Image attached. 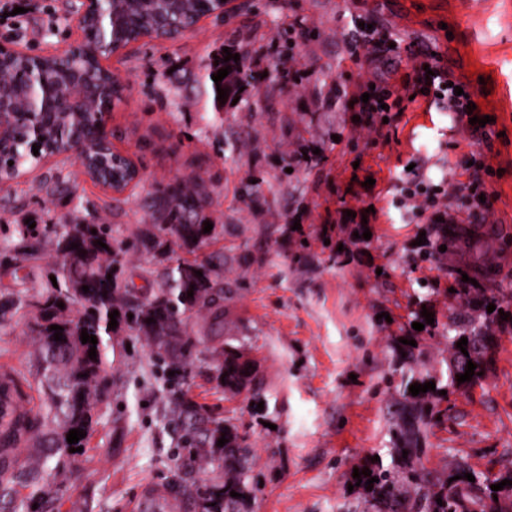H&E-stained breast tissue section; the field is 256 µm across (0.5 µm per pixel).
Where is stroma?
Instances as JSON below:
<instances>
[{"label":"stroma","instance_id":"obj_1","mask_svg":"<svg viewBox=\"0 0 512 512\" xmlns=\"http://www.w3.org/2000/svg\"><path fill=\"white\" fill-rule=\"evenodd\" d=\"M23 7L0 17V42L30 54L63 50L80 38L70 0H0ZM390 31L401 44L435 53L475 98H491V122L478 133L454 113L430 111L424 99L393 114L387 139L356 132L357 106L340 97L367 82L399 86L416 59L388 52L364 64L352 60V16ZM224 46L243 53L255 84L225 103L222 121L204 118V101L186 91L203 58ZM284 61L292 82L272 65ZM487 70L471 80L468 66ZM123 86L108 129L115 148L129 152L142 178L119 195L58 156L0 189V238L12 225L88 219L91 203L112 204L116 238L151 227L143 199L158 187L198 176L211 199L204 213L224 227V336L258 361L256 384L231 394L213 378L211 343L203 321L186 383L191 398L246 428L251 443L252 496L247 512H367L369 497L354 469L391 467L387 388L396 340L415 341L418 377L444 373V328L458 306L449 297L450 269L475 272L483 288L512 295V0H233L224 20L202 18L174 41L142 40L108 62ZM245 141L232 151L230 130ZM323 161L294 162L302 147ZM476 157L480 169L466 168ZM415 165L421 181L459 185L448 212V249L424 260L416 242H437L399 199L400 175ZM59 181L53 196L38 191ZM481 178L489 211L474 210L466 184ZM264 193L259 212L240 198L246 179ZM374 216L361 219L360 206ZM369 230L370 239H355ZM271 244L266 264L237 256ZM427 308L432 331L412 327ZM494 362L478 385L450 394L441 419L428 428L424 467L446 478L452 462L467 460L479 474L512 468V318L496 322ZM112 393L69 479L37 512H134L144 487L165 491L181 475L203 483L201 469L177 464L181 440L171 411L169 382L143 339L119 333ZM33 340L18 323L0 327V373L31 376Z\"/></svg>","mask_w":512,"mask_h":512}]
</instances>
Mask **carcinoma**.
<instances>
[{
  "label": "carcinoma",
  "mask_w": 512,
  "mask_h": 512,
  "mask_svg": "<svg viewBox=\"0 0 512 512\" xmlns=\"http://www.w3.org/2000/svg\"><path fill=\"white\" fill-rule=\"evenodd\" d=\"M215 8L212 0H101L104 23L92 17L85 27L86 41L100 38L106 42L128 44L140 31L155 28L163 33L167 27L194 25ZM224 49L208 57L204 73L195 77L200 93L210 98L214 114L224 104L217 100V88L234 96L240 87L254 81L240 62L224 61ZM31 58L17 56L0 64V88L16 100L15 111L30 112L41 108L42 90L53 89L59 107L48 117L45 150L66 154L74 138L87 139L88 160L107 157L93 149L99 115L104 112V99L120 93L118 78L107 75L91 55L43 58L42 68H28ZM231 67L229 74L215 84L212 75ZM10 156L19 166L36 163L30 155L29 142L4 143L0 156ZM210 192L204 180L193 177L157 188L143 201L154 230L142 232L125 242L112 236V225L100 220L99 211L111 210L103 202L93 208L92 220L72 224L13 225L11 237L0 240V251L8 254L12 265L3 274L32 283V292L20 295L0 290V324L17 319L29 326L35 322L34 368L43 402L37 412L27 410L23 402L24 378L0 375V500L14 504V512H31V503L45 500L53 489L75 473L79 453L70 448L85 445L86 439L71 445L67 434L81 429L91 434L96 425L95 412L110 393L108 350L114 348L113 336L126 329L147 342L151 354L163 373L174 372L168 380L178 384L189 376L194 342L187 320L201 315L206 321L203 333L212 342V364L217 382L224 389L238 393L255 377V361H243L241 347L233 346L224 337V261L221 250L209 252L202 261L179 255L172 243L189 253L211 246L223 235V225L215 224L204 232L206 217L202 215L209 203ZM102 241L107 248L96 245ZM78 248H71V244ZM137 251L150 255L155 269L147 272L148 287L119 285L118 276L124 256ZM49 258L51 270L44 274L38 261ZM202 272L197 276L196 272ZM458 288L452 296L463 306H473L479 315L464 313L448 321V357L446 379H437L435 390L411 395L409 386L424 384L412 372L417 359L415 347L397 346L393 377L389 388L397 395V408L390 418L394 444L391 467H377L371 476L378 478L368 494L379 512H409L410 503L417 512H512V484L498 491L491 485L507 479L512 470L490 479L475 477L470 482L464 475L472 472L465 461L456 463L445 479H435L422 467L426 451L425 432L432 416V407L440 401V391L453 393L468 389L480 380L490 362L491 337L489 324L504 312L512 317V297L479 292L462 274L450 271ZM57 284H52L51 278ZM89 286V291L82 286ZM193 296H188V292ZM64 307H58V304ZM496 309L489 313L487 306ZM118 311L117 327L109 328V314ZM154 322L149 324L147 319ZM63 328V340H54L50 326ZM96 336V358H89L91 343H82L81 332ZM468 339L463 354L457 348L460 339ZM477 365L475 376L464 383L457 381L465 373L467 361ZM183 416L182 439L189 448V462L213 474L210 482L197 485L187 480L170 487L176 497L195 502L199 512H243L250 495V443L247 431L211 416L196 403L180 399L176 402ZM228 443L217 446L220 438ZM39 449L38 457L21 466L13 465L14 452L27 443ZM408 455H403V452ZM460 479H454V476ZM30 490L29 497L17 500L18 488ZM239 496L232 497L230 492ZM442 503H437V499Z\"/></svg>",
  "instance_id": "obj_1"
}]
</instances>
